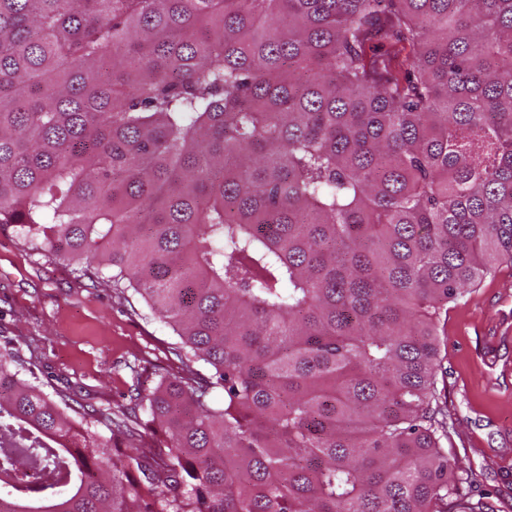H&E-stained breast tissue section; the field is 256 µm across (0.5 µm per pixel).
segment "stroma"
<instances>
[{"instance_id": "obj_1", "label": "stroma", "mask_w": 512, "mask_h": 512, "mask_svg": "<svg viewBox=\"0 0 512 512\" xmlns=\"http://www.w3.org/2000/svg\"><path fill=\"white\" fill-rule=\"evenodd\" d=\"M512 282L501 265L448 306L446 355L434 396L448 411V455L459 490L512 512V334L498 337L496 369L484 351L498 316L487 298ZM11 343L51 397L67 395L76 410L131 414L129 391L152 390L160 374L180 373L179 338L129 288L55 261L42 247L0 225V346Z\"/></svg>"}]
</instances>
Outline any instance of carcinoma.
Returning a JSON list of instances; mask_svg holds the SVG:
<instances>
[{
    "label": "carcinoma",
    "mask_w": 512,
    "mask_h": 512,
    "mask_svg": "<svg viewBox=\"0 0 512 512\" xmlns=\"http://www.w3.org/2000/svg\"><path fill=\"white\" fill-rule=\"evenodd\" d=\"M0 224L210 367L105 440L1 350L0 512H494L431 404L512 261V0H0Z\"/></svg>",
    "instance_id": "carcinoma-1"
}]
</instances>
